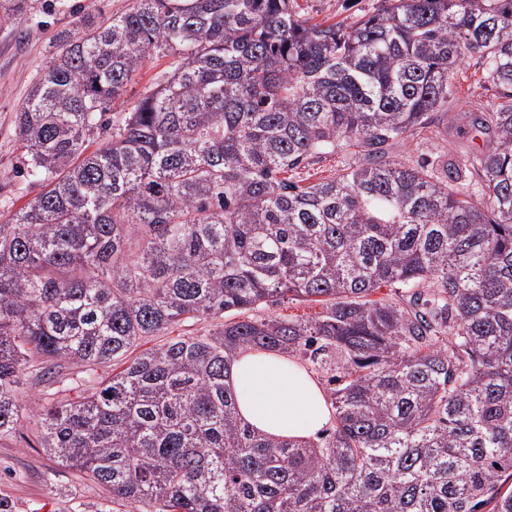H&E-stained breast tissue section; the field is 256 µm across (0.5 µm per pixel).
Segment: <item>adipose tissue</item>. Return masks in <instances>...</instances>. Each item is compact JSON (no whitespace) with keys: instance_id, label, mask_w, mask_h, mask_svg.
Masks as SVG:
<instances>
[{"instance_id":"ef3b65f1","label":"adipose tissue","mask_w":512,"mask_h":512,"mask_svg":"<svg viewBox=\"0 0 512 512\" xmlns=\"http://www.w3.org/2000/svg\"><path fill=\"white\" fill-rule=\"evenodd\" d=\"M230 384L242 420L265 435L309 439L332 420L331 405L315 376L286 354L241 352Z\"/></svg>"}]
</instances>
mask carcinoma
I'll return each instance as SVG.
<instances>
[{
	"mask_svg": "<svg viewBox=\"0 0 512 512\" xmlns=\"http://www.w3.org/2000/svg\"><path fill=\"white\" fill-rule=\"evenodd\" d=\"M295 4L133 0L33 85L17 129L41 190L0 222V439L30 415L48 456L153 512H512V0H379L346 24ZM153 53L165 78L130 103ZM474 56L483 148L446 180L395 159ZM328 156L332 176L289 179ZM284 300L322 311L243 317ZM243 350L332 372L334 428L244 424ZM105 364L78 400L16 401L24 373ZM224 323L223 319H202L200 321L195 322H189L185 323L181 326H175L171 329V332L169 333V336H153L148 337L142 341L138 342L137 348H135L133 354L131 355L136 356L140 352L146 349L154 348L160 344H163L167 339L169 338H175L177 336H183L184 334L189 335H200V334H208V332H212L214 329H217V324Z\"/></svg>",
	"mask_w": 512,
	"mask_h": 512,
	"instance_id": "cac0c4a2",
	"label": "carcinoma"
}]
</instances>
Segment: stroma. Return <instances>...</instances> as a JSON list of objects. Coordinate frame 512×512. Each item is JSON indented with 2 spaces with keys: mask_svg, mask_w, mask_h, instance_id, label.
<instances>
[{
  "mask_svg": "<svg viewBox=\"0 0 512 512\" xmlns=\"http://www.w3.org/2000/svg\"><path fill=\"white\" fill-rule=\"evenodd\" d=\"M16 21L0 22V217L8 218L35 197L39 188L27 175V157L16 130V114L45 70L63 37L81 32L88 14L109 18L126 12L132 0H28ZM299 11L314 22H347L376 7L377 0H297ZM482 59L471 58L455 73V97L432 138L414 139L395 148L410 163L461 165L482 145L468 116L489 111L495 90L484 82ZM0 498L12 512H87L106 504L101 487L74 470L58 465L39 445L33 421L21 422L15 434L0 440Z\"/></svg>",
  "mask_w": 512,
  "mask_h": 512,
  "instance_id": "stroma-1",
  "label": "stroma"
}]
</instances>
